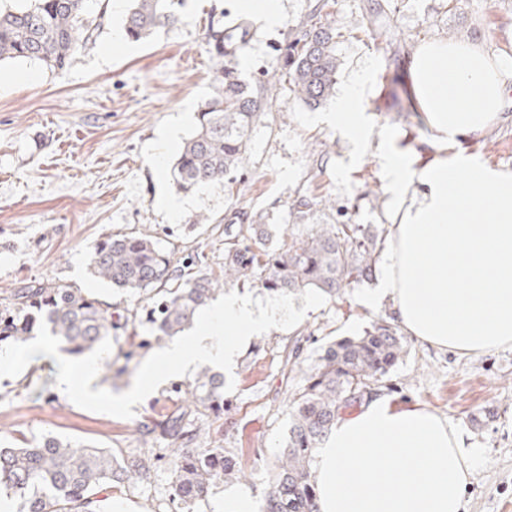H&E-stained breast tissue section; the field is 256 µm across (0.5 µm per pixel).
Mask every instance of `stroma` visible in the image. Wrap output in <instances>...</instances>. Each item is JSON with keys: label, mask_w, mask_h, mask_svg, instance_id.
Masks as SVG:
<instances>
[{"label": "stroma", "mask_w": 512, "mask_h": 512, "mask_svg": "<svg viewBox=\"0 0 512 512\" xmlns=\"http://www.w3.org/2000/svg\"><path fill=\"white\" fill-rule=\"evenodd\" d=\"M270 25L243 15L238 0H183L179 21L143 41L116 43L130 0H89L101 26L95 44L78 50L69 66L50 71L35 61L0 62V302L32 280L61 282L93 292L126 322L112 339L114 367L99 385L118 393L130 387L151 353L164 348L136 293L94 281L90 254L102 239L149 233L175 265L224 273V229L232 212L266 215L271 224H295L291 205L302 195L316 205L308 224H389L387 177L379 155L397 147L420 166L426 128L411 110L402 77L405 58L427 40L442 38L481 46L512 62V0H337L334 12L340 61L337 93L366 77L362 106L376 131L358 150L332 119L335 103L310 109L289 97L278 50L306 21L316 0H273ZM225 25L247 19L251 36L238 57L249 77L277 87L272 114L253 127L234 195L220 183L179 191L171 177L177 149L161 150L170 127L188 139L198 112L212 96L217 63L202 39L207 19ZM377 21L386 37L370 39ZM483 164L512 171V111L482 139L463 145ZM183 201L175 215L165 200ZM375 286L347 287L343 297L307 312L289 330L254 337L233 368L234 391L224 411L209 418L200 447L230 451L245 481L235 488L261 507L265 484L258 466L270 465L288 433L287 396L303 380L321 346L362 335L371 322L392 320L388 302L368 304ZM301 343V366L286 352ZM131 358H124V351ZM52 358L29 363L18 376L0 378V439L38 440L47 435L95 441L123 456L152 452V476L142 484L114 485L103 512H178L171 499L172 472L162 441L145 442L141 425L176 408L189 377L168 380L135 407L130 419L73 404L56 383ZM400 408L421 405L451 422L476 463L461 512H512V346L461 355L410 338L407 356L378 387Z\"/></svg>", "instance_id": "stroma-1"}]
</instances>
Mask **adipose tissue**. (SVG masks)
Wrapping results in <instances>:
<instances>
[{"label": "adipose tissue", "instance_id": "obj_1", "mask_svg": "<svg viewBox=\"0 0 512 512\" xmlns=\"http://www.w3.org/2000/svg\"><path fill=\"white\" fill-rule=\"evenodd\" d=\"M508 67L473 44L432 39L408 57L405 78L428 133L423 167L382 157L393 203L370 302L390 299L410 335L476 354L512 345V172L448 145L483 138L512 97ZM362 89L336 104V124L367 137ZM475 459L447 420L383 396L341 415L318 457L321 512H460Z\"/></svg>", "mask_w": 512, "mask_h": 512}]
</instances>
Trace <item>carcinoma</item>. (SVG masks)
I'll return each instance as SVG.
<instances>
[{
	"mask_svg": "<svg viewBox=\"0 0 512 512\" xmlns=\"http://www.w3.org/2000/svg\"><path fill=\"white\" fill-rule=\"evenodd\" d=\"M88 0H25L0 9V61L28 59L53 71L64 70L92 38ZM182 0H131L125 31L133 40L178 22ZM331 0H317L310 16L288 41L283 68L292 99L316 109L336 89L340 61ZM250 37L239 22L224 26L209 19L203 38L216 59L215 91L201 107L194 134L173 166V180L184 192L222 183L233 190L255 123L274 105L268 84L241 77L236 54ZM378 231L362 224H312L304 233L286 224H267L254 215L239 225L224 247V278L201 270L185 275L154 236L108 237L94 248L89 270L111 288L157 297L150 323L163 336H176L195 322L223 282L260 286L274 293L300 294L314 288L326 297L370 278L378 260ZM122 314L81 288L32 281L13 289L0 305V343L26 342L45 321L66 350L80 356L121 327ZM398 326L378 320L354 337L320 348L304 383L288 399V436L275 456L264 491L263 512H320L312 465L314 451L332 431L340 410L360 403L389 370L408 354ZM224 404V376L208 367L185 392V405L143 428L145 437L168 443L173 501L192 512L213 482H238L244 473L222 448H198L205 418ZM148 456L118 459L96 442L47 436L20 445L0 443V489L21 500V512H98L97 503L112 484L146 481Z\"/></svg>",
	"mask_w": 512,
	"mask_h": 512,
	"instance_id": "1",
	"label": "carcinoma"
}]
</instances>
